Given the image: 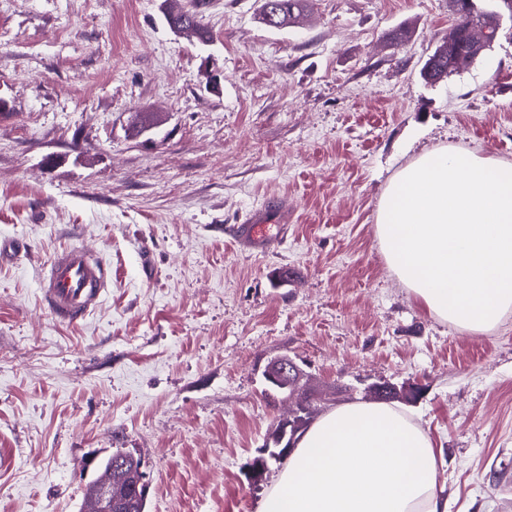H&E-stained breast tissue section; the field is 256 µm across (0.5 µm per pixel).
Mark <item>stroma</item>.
Masks as SVG:
<instances>
[{"label": "stroma", "instance_id": "35a3bbf8", "mask_svg": "<svg viewBox=\"0 0 512 512\" xmlns=\"http://www.w3.org/2000/svg\"><path fill=\"white\" fill-rule=\"evenodd\" d=\"M194 2L0 0V238L22 243L0 255V512H79L116 448L145 512H259L280 466L254 487L248 465L292 409L262 371L284 354L320 417L419 387L395 404L435 444L448 512H512V313L482 336L430 315L375 229L421 151L512 162V33L429 84L448 0H312L283 29L259 0H206V44L166 22ZM135 112L156 128L133 136ZM274 198L283 244L225 239ZM68 246L112 267L75 324L38 291Z\"/></svg>", "mask_w": 512, "mask_h": 512}]
</instances>
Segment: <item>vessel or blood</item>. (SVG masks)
<instances>
[{"label": "vessel or blood", "instance_id": "1", "mask_svg": "<svg viewBox=\"0 0 512 512\" xmlns=\"http://www.w3.org/2000/svg\"><path fill=\"white\" fill-rule=\"evenodd\" d=\"M224 234L245 246L284 237L283 232H271L257 211L240 223L225 225ZM111 285L110 266L83 247L73 246L56 252L47 262L40 277L39 297L57 321L75 323L100 304Z\"/></svg>", "mask_w": 512, "mask_h": 512}]
</instances>
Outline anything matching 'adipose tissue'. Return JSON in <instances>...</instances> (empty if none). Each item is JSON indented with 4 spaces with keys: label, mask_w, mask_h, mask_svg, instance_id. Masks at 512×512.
I'll return each instance as SVG.
<instances>
[{
    "label": "adipose tissue",
    "mask_w": 512,
    "mask_h": 512,
    "mask_svg": "<svg viewBox=\"0 0 512 512\" xmlns=\"http://www.w3.org/2000/svg\"><path fill=\"white\" fill-rule=\"evenodd\" d=\"M376 233L431 315L474 336L512 311V163L442 146L388 182ZM437 450L407 412L343 405L309 427L260 512H448Z\"/></svg>",
    "instance_id": "1"
}]
</instances>
